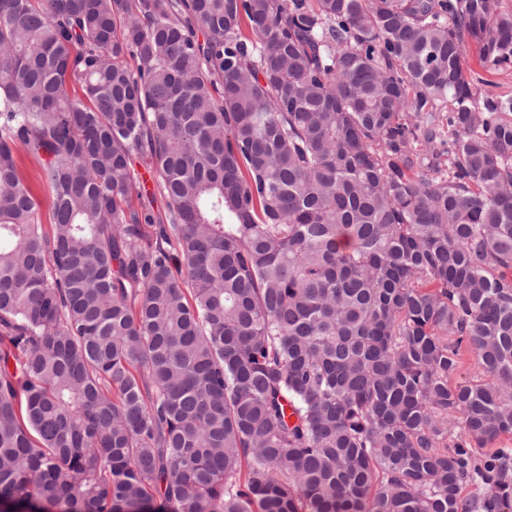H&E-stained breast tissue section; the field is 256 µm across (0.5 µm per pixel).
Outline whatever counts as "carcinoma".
Masks as SVG:
<instances>
[{
	"label": "carcinoma",
	"instance_id": "cac0c4a2",
	"mask_svg": "<svg viewBox=\"0 0 512 512\" xmlns=\"http://www.w3.org/2000/svg\"><path fill=\"white\" fill-rule=\"evenodd\" d=\"M471 45L512 65L504 0H0V504L512 512L473 454L512 434V99ZM466 64L469 69L478 73L481 77L492 80L494 87L489 88L494 94L512 97V67L507 71L499 72L496 75H489L477 60L475 48H470L467 53ZM19 171L24 182L32 189L40 201L41 224L49 230L52 224V199L48 188L42 181L41 167L37 160L21 150L17 159ZM133 168L135 170L136 177H138L139 180H137V186H139V183L141 186H145V190L153 195L154 201L152 206L154 211L156 213H163L166 208V199L160 193V191L154 186L150 177V173L145 168V166H143L141 160L137 157L134 158ZM478 374L479 368L476 364L475 357L463 344L459 356V367L453 376V382L458 383L477 379Z\"/></svg>",
	"mask_w": 512,
	"mask_h": 512
}]
</instances>
